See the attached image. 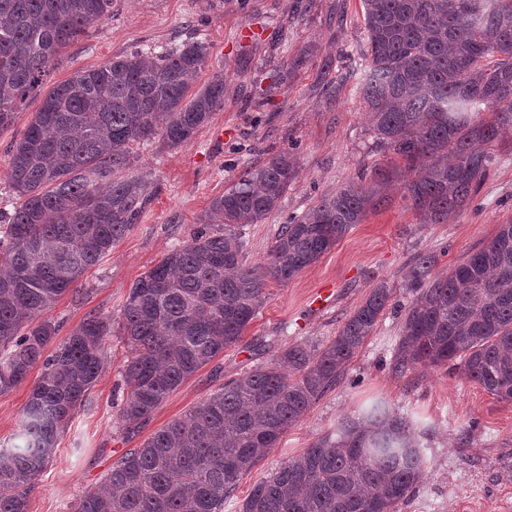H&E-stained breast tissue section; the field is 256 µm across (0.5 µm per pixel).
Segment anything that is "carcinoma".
Here are the masks:
<instances>
[{
  "mask_svg": "<svg viewBox=\"0 0 512 512\" xmlns=\"http://www.w3.org/2000/svg\"><path fill=\"white\" fill-rule=\"evenodd\" d=\"M368 53L359 93L377 141L403 165L376 169L281 225L267 265L245 263L243 228L278 209L298 160L285 150L248 167L215 197L207 222L138 278L120 310L126 348L124 430L135 432L185 380L242 341L267 280L286 284L386 199L388 184L424 224L470 205L493 165L489 146L512 126V0H361ZM112 12V0H0V130L42 87L51 61ZM200 40L154 60L140 53L78 71L49 89L11 145L0 213V393L35 366L16 433L0 442V512H28L27 491L103 367L112 318L87 316L54 352L62 324L46 316L140 220L147 175L136 149L161 136L191 141L224 104V71L192 90ZM412 262V300L392 370L448 366L512 401V224L467 259L434 272ZM382 282L321 346L301 342L224 383L112 464L73 512H224V498L344 374L390 305ZM427 465L407 419L374 403L257 484L241 512H397Z\"/></svg>",
  "mask_w": 512,
  "mask_h": 512,
  "instance_id": "1",
  "label": "carcinoma"
}]
</instances>
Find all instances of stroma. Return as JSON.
<instances>
[{
    "label": "stroma",
    "instance_id": "1",
    "mask_svg": "<svg viewBox=\"0 0 512 512\" xmlns=\"http://www.w3.org/2000/svg\"><path fill=\"white\" fill-rule=\"evenodd\" d=\"M197 39L208 52L198 80L223 70L224 104L189 143L169 149L157 139L141 149L136 167L150 174V201L139 223L52 309L63 324L61 336L91 314L119 317L132 284L188 239L211 200L245 168L291 147L298 154L296 183L278 210L245 229V261L260 266L288 217L397 159L374 138L349 75L367 51L360 0H112L111 14L53 61L45 84L54 86L119 55L159 53ZM41 101V95L29 97L15 123L0 131V202L10 198L9 147ZM492 154L488 179L450 223H421L397 187L318 262L287 284L269 283L241 342L186 380L134 433L124 430L119 417L124 346L109 338L87 403L61 433L29 491V512H72L113 462L224 382L275 359L290 344L330 341L380 282L394 288L398 303H408L405 275L417 255H436L444 272L482 248L500 225L512 222V129ZM328 282L335 286V301L316 309L312 296ZM400 328V315L382 316L337 384L238 481L224 512H239L256 483L374 400L406 417L425 448L428 475L398 512H512V402L449 376L444 367L396 374L390 363ZM40 376V368H33L26 382L0 394V441L16 431Z\"/></svg>",
    "mask_w": 512,
    "mask_h": 512
}]
</instances>
